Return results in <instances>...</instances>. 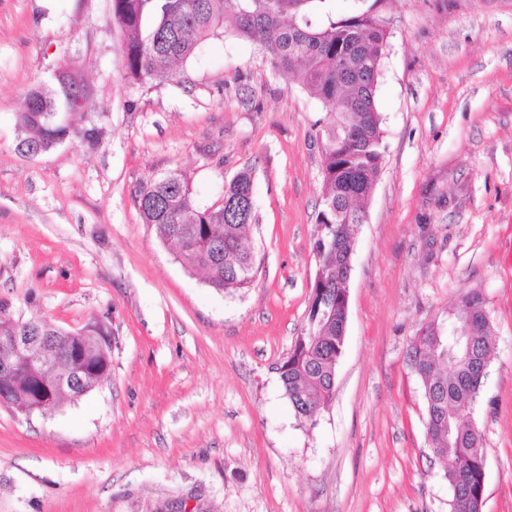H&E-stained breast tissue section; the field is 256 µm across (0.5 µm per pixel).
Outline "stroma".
Wrapping results in <instances>:
<instances>
[{"instance_id": "stroma-1", "label": "stroma", "mask_w": 512, "mask_h": 512, "mask_svg": "<svg viewBox=\"0 0 512 512\" xmlns=\"http://www.w3.org/2000/svg\"><path fill=\"white\" fill-rule=\"evenodd\" d=\"M385 148L357 229L329 404L308 426L278 368L318 270L322 103L231 32L181 82L128 83L112 0H0V303L111 340L109 380L55 410L0 403V512H449L416 333L480 291L494 349L472 419L483 512H512V0H387ZM79 67L80 130L36 156L17 115ZM253 173L250 287L179 262L134 195L184 172L201 204Z\"/></svg>"}]
</instances>
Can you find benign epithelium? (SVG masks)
I'll return each instance as SVG.
<instances>
[{
    "mask_svg": "<svg viewBox=\"0 0 512 512\" xmlns=\"http://www.w3.org/2000/svg\"><path fill=\"white\" fill-rule=\"evenodd\" d=\"M87 333L46 330L19 320L0 336V402L29 415L52 409L62 398L78 399L87 384H103L110 363L89 362Z\"/></svg>",
    "mask_w": 512,
    "mask_h": 512,
    "instance_id": "obj_1",
    "label": "benign epithelium"
}]
</instances>
